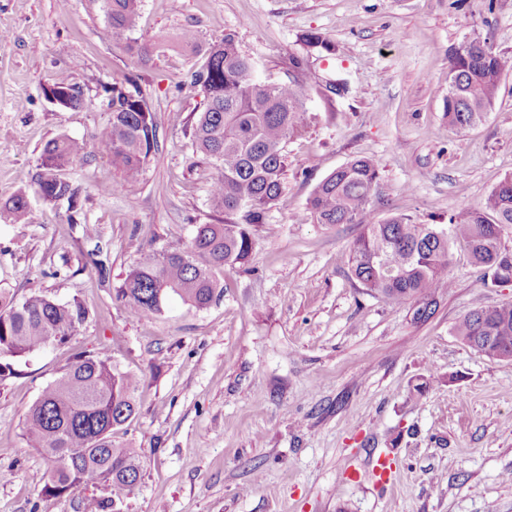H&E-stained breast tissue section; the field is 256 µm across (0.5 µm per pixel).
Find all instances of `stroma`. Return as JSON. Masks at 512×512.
Returning a JSON list of instances; mask_svg holds the SVG:
<instances>
[{"label": "stroma", "instance_id": "1", "mask_svg": "<svg viewBox=\"0 0 512 512\" xmlns=\"http://www.w3.org/2000/svg\"><path fill=\"white\" fill-rule=\"evenodd\" d=\"M100 0H0V202L27 189L44 145L105 128V86L131 78L156 118L140 179L119 180L108 156L69 171L78 214L36 201L28 224H0V288L80 297L89 318L66 345L13 362L0 380V512H78L103 498L90 484L45 499L48 464L22 439L28 407L75 351L105 352L140 379L123 436L143 462L113 512H512V360L454 336L481 305L512 302V283L485 285L454 249L451 287L433 314L418 301L372 296L347 263L358 224L315 223L318 182L358 157L377 161L378 219L447 223L512 174V72L485 120L452 130L444 115L451 57L479 38L512 55V0H141L133 31L107 40ZM190 31L195 41L180 44ZM337 52L308 55L307 32ZM235 34L273 81L307 57L301 80L311 119L288 144V178L255 231L247 269L224 273V295L196 311L172 300L148 319L113 299L141 252L188 240L224 220L209 203L211 170L186 131L203 109L183 90L208 44ZM147 46L146 60L127 50ZM68 75L84 105L43 93ZM93 226L87 237L85 226ZM100 252L108 275L88 266ZM396 479L379 490L374 460Z\"/></svg>", "mask_w": 512, "mask_h": 512}]
</instances>
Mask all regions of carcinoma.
Masks as SVG:
<instances>
[{"label": "carcinoma", "mask_w": 512, "mask_h": 512, "mask_svg": "<svg viewBox=\"0 0 512 512\" xmlns=\"http://www.w3.org/2000/svg\"><path fill=\"white\" fill-rule=\"evenodd\" d=\"M113 39L131 30L141 0H104ZM303 42L309 51L335 52L317 32ZM512 71V55L473 40L448 67V126L465 132L481 123L498 98L501 79ZM189 85L203 94L204 111L192 125L193 152L212 169L208 184L211 207L224 214L222 224H197L186 244L173 243L141 254L114 299L144 317L161 315L172 298L204 310L224 294V271L248 261L255 227L281 196L288 172V140L309 119L304 92L296 76L270 82L236 35L210 45ZM106 129L92 135L93 148L112 159L121 179L102 187L121 191L136 183L155 149V116L139 91L113 79ZM87 144L65 135L42 149L30 192H19L0 206V223L29 224V196L55 205L77 206L78 190L65 170L81 161ZM379 165L353 159L324 177L307 209L318 224H361L363 232L348 249L357 281L387 301L423 299L416 310L429 317L430 297L451 281V248L465 249L495 285L512 280V246L504 233L512 229V174L493 187L477 208H463L446 224H417L407 215L377 219L371 200L379 189ZM89 312L81 299L61 301L34 290L21 301L0 289V378L13 374L10 359L78 335ZM470 348L492 359L512 360V302L477 307L452 327ZM138 378L106 353H74L62 373L29 407L22 438L25 447L48 459L51 468L42 488L46 498L73 494L100 480L112 481V497L129 492L141 477L138 452L116 440L137 411Z\"/></svg>", "instance_id": "obj_1"}]
</instances>
